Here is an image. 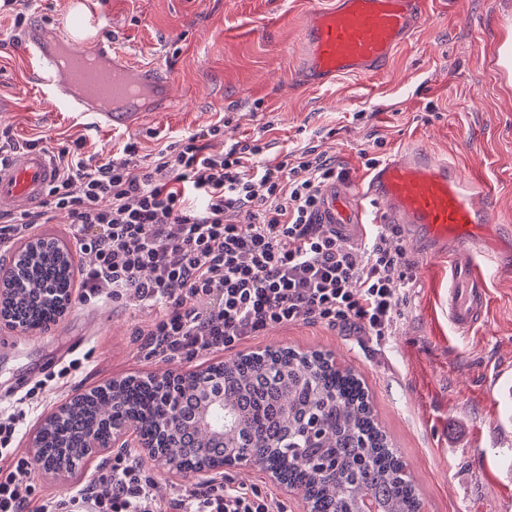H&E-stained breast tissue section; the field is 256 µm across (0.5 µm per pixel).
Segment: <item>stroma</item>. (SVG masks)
Wrapping results in <instances>:
<instances>
[{"instance_id": "1", "label": "stroma", "mask_w": 512, "mask_h": 512, "mask_svg": "<svg viewBox=\"0 0 512 512\" xmlns=\"http://www.w3.org/2000/svg\"><path fill=\"white\" fill-rule=\"evenodd\" d=\"M331 0H87L99 37L146 72V95L130 104L137 126H84L38 81L12 48L13 21L0 15V130L16 143L46 136L48 148L76 138L101 164L139 141L138 163L161 146L223 122L213 151L262 137L272 153L312 142L349 175L367 172L407 145L454 160L482 180L485 232L500 249L501 271L488 282V311L469 334L444 312L448 259L407 245L410 286L395 335L375 342L338 329L297 323L269 327L240 349L194 359L147 357L141 333L154 308L108 299L71 304L41 332H11L17 348L0 357V394L44 379L81 340L82 371L58 380L33 410L41 420L75 393L130 374L185 372L239 353L290 347L331 354L365 383L381 426L399 448L422 502L421 512H512V437L488 381L512 367V0H423V20L372 76L306 80L302 35L314 8Z\"/></svg>"}]
</instances>
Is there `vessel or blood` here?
I'll list each match as a JSON object with an SVG mask.
<instances>
[{"mask_svg":"<svg viewBox=\"0 0 512 512\" xmlns=\"http://www.w3.org/2000/svg\"><path fill=\"white\" fill-rule=\"evenodd\" d=\"M421 17V0H336L314 10L303 42L307 69L316 82L340 75H373L409 36ZM95 16L64 28L57 44L104 60L110 48L96 43ZM57 44L38 33L20 39L21 51L34 60L46 86L67 111L90 127L135 124V112H103L91 99L72 94L54 63ZM55 178L49 152L27 150L0 164V211L37 204ZM484 185L461 176L448 162L409 147L379 163L367 174L327 184L320 196L317 221L349 241L364 240L369 225L398 224L426 250L448 257V320L468 334L482 322L488 307L486 271L498 265L493 246L480 234L487 214L476 201Z\"/></svg>","mask_w":512,"mask_h":512,"instance_id":"vessel-or-blood-1","label":"vessel or blood"}]
</instances>
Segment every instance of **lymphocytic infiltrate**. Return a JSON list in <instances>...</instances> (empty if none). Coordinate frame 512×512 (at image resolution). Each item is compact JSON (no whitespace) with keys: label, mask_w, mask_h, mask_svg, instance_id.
<instances>
[{"label":"lymphocytic infiltrate","mask_w":512,"mask_h":512,"mask_svg":"<svg viewBox=\"0 0 512 512\" xmlns=\"http://www.w3.org/2000/svg\"><path fill=\"white\" fill-rule=\"evenodd\" d=\"M212 125L138 165L137 143L123 158L92 163L82 139L54 151L55 179L41 205L0 211V251L66 211L69 243L81 259L80 302L102 296L157 308L145 331L149 356L193 359L230 350L268 326L298 322L375 339L393 335L407 286L396 229L374 225L356 245L316 212L324 184L345 178L335 157L300 147L269 157L263 139L211 153ZM38 381L0 411V512H283L273 493L218 481L182 486L161 501L134 455L116 456L78 489L36 499V463L14 457L26 405Z\"/></svg>","instance_id":"obj_1"}]
</instances>
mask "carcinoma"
<instances>
[{
  "label": "carcinoma",
  "instance_id": "1",
  "mask_svg": "<svg viewBox=\"0 0 512 512\" xmlns=\"http://www.w3.org/2000/svg\"><path fill=\"white\" fill-rule=\"evenodd\" d=\"M67 253L58 239L45 237L32 258H21V284L5 311L25 330L57 320L60 300L72 286ZM209 370L224 376V390L242 418L238 448L250 453L254 444L268 446L265 467L287 473L311 512H357L361 488L369 492L377 512H420L414 480L379 425L366 388L328 354L280 348ZM108 403L113 418L136 420L147 436L158 430L169 411L167 391L147 377L129 376L78 395L38 433L44 469L55 471L66 464L73 471L81 462L80 448L88 432L95 431L104 440L110 437L111 424L101 412ZM311 415L323 424L322 450L336 461L334 477L301 467L315 451L304 429ZM173 442V447L160 449L170 461L200 462L224 453L209 430L178 435Z\"/></svg>",
  "mask_w": 512,
  "mask_h": 512
}]
</instances>
